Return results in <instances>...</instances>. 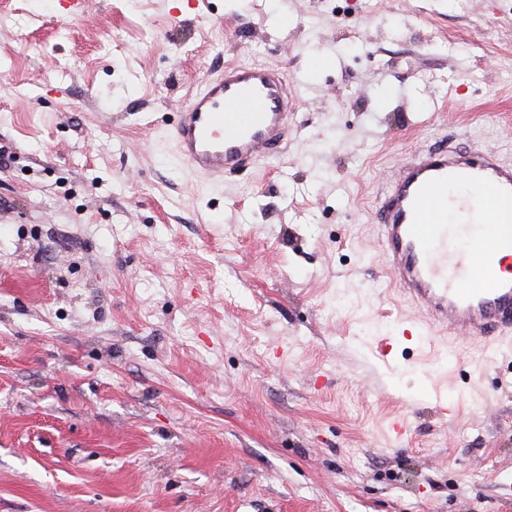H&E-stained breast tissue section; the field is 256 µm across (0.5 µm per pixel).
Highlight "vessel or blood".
Segmentation results:
<instances>
[{
    "label": "vessel or blood",
    "mask_w": 512,
    "mask_h": 512,
    "mask_svg": "<svg viewBox=\"0 0 512 512\" xmlns=\"http://www.w3.org/2000/svg\"><path fill=\"white\" fill-rule=\"evenodd\" d=\"M298 100L285 71L229 65L204 79L171 131L181 162L220 177L250 168L288 138ZM378 243L396 290L429 332L487 347L512 338V163L491 150L411 152L381 187Z\"/></svg>",
    "instance_id": "1"
}]
</instances>
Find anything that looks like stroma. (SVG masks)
Returning <instances> with one entry per match:
<instances>
[{
	"label": "stroma",
	"mask_w": 512,
	"mask_h": 512,
	"mask_svg": "<svg viewBox=\"0 0 512 512\" xmlns=\"http://www.w3.org/2000/svg\"><path fill=\"white\" fill-rule=\"evenodd\" d=\"M229 63L300 106L212 181ZM445 136L512 162V0H0V512H512V350L400 323L376 239ZM297 103L285 71L224 66L178 112L171 131L178 158L200 175L222 179L248 169L288 139Z\"/></svg>",
	"instance_id": "obj_1"
}]
</instances>
